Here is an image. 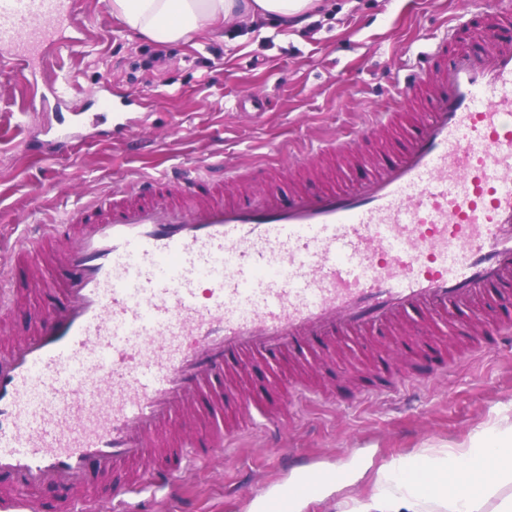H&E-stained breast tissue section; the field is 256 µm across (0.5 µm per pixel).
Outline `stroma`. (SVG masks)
<instances>
[{
	"label": "stroma",
	"mask_w": 512,
	"mask_h": 512,
	"mask_svg": "<svg viewBox=\"0 0 512 512\" xmlns=\"http://www.w3.org/2000/svg\"><path fill=\"white\" fill-rule=\"evenodd\" d=\"M465 0H324L299 29L257 20L227 25L178 44L132 31L112 12L111 0H83L81 16L91 36L80 47L50 57L47 74L74 88L66 115L24 105L14 80L0 82V280L21 277L12 249L38 227L61 222L77 207L108 206L113 187L143 176L159 177L223 153L240 173L269 171L282 195L303 182L286 158L351 132L367 113L400 97L399 66L416 60L441 24L466 10ZM110 85L112 136L90 140L68 157L49 158L50 127L66 119L88 137L99 107L94 93ZM245 95L263 97L265 112L242 111ZM154 108L146 123L124 129L138 100ZM145 137L130 153L128 134ZM341 357L326 393L311 394L301 417L288 423L280 448L249 430L182 481V499L137 501L140 512H258L256 488L279 487L289 474L278 466L281 449L293 448L320 468H337L350 482L309 502L302 512H338L351 497L368 494L379 468L461 442L512 400V345L487 355L462 350L439 370L418 399L351 400L354 376L381 350L375 334L334 340Z\"/></svg>",
	"instance_id": "stroma-1"
}]
</instances>
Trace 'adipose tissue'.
Segmentation results:
<instances>
[{
  "label": "adipose tissue",
  "instance_id": "adipose-tissue-1",
  "mask_svg": "<svg viewBox=\"0 0 512 512\" xmlns=\"http://www.w3.org/2000/svg\"><path fill=\"white\" fill-rule=\"evenodd\" d=\"M322 0H112L125 24L161 43L188 42L210 29L252 16L301 27ZM512 484V402L496 420L455 447L390 460L372 493L345 501L341 512H483L497 489Z\"/></svg>",
  "mask_w": 512,
  "mask_h": 512
}]
</instances>
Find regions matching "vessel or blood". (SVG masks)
<instances>
[{
  "instance_id": "obj_1",
  "label": "vessel or blood",
  "mask_w": 512,
  "mask_h": 512,
  "mask_svg": "<svg viewBox=\"0 0 512 512\" xmlns=\"http://www.w3.org/2000/svg\"><path fill=\"white\" fill-rule=\"evenodd\" d=\"M80 0H0V50L25 72L32 99L57 101L42 81L49 53L80 32ZM408 96L372 113L357 139L404 124L415 95L429 108L395 151L361 162L348 187L285 198L221 185L238 180L223 160L143 177L101 210L83 205L53 225L43 264L54 274L30 336L0 355V512H95L87 496L119 466L116 512L143 493L170 489L240 428H280L306 387L266 388L262 411L243 403L238 425L207 431L177 422L208 409L252 357L335 335L376 330L403 343L422 369L395 379L380 358L358 396L423 385L447 367L438 336H415L410 313L455 305L478 350L512 341V7H476L430 44L405 77ZM112 388L102 406L88 392ZM295 476L258 491L262 512H294L298 500L341 479L287 455ZM58 488L43 501L39 491Z\"/></svg>"
}]
</instances>
